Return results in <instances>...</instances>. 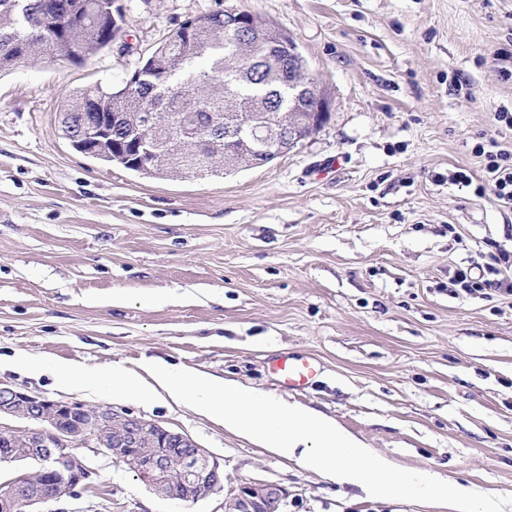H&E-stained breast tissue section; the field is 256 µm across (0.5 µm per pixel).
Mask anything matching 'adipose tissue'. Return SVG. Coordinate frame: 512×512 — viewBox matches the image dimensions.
<instances>
[{
    "label": "adipose tissue",
    "instance_id": "obj_1",
    "mask_svg": "<svg viewBox=\"0 0 512 512\" xmlns=\"http://www.w3.org/2000/svg\"><path fill=\"white\" fill-rule=\"evenodd\" d=\"M5 365L32 376L51 374L63 387L78 385L93 392L108 391L117 399L134 396L147 406L168 401L189 405L197 413L223 420L229 430L295 460L329 481L353 484L371 495L446 496L452 512H503L500 503L492 498H480L461 489L449 490L447 478L439 473L416 470L394 474L389 460L365 447L331 418L283 403L234 380L190 372L156 359L109 371H88L24 355L8 358Z\"/></svg>",
    "mask_w": 512,
    "mask_h": 512
}]
</instances>
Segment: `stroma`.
I'll return each mask as SVG.
<instances>
[{
  "label": "stroma",
  "instance_id": "obj_1",
  "mask_svg": "<svg viewBox=\"0 0 512 512\" xmlns=\"http://www.w3.org/2000/svg\"><path fill=\"white\" fill-rule=\"evenodd\" d=\"M115 44L85 64L0 77V357L111 370L154 357L317 410L389 458L512 503V296L453 293L457 268L512 251V210L479 143L512 144V0H114ZM236 9L281 27L328 94L323 127L274 161L160 179L105 165L62 137L74 88L120 87L186 19ZM464 169L471 185L451 181ZM316 359L305 391L272 369ZM0 385L111 408L190 436L224 471L194 503L158 495L77 448L91 474L61 512H224L246 484L281 512H451L324 480L191 407Z\"/></svg>",
  "mask_w": 512,
  "mask_h": 512
}]
</instances>
